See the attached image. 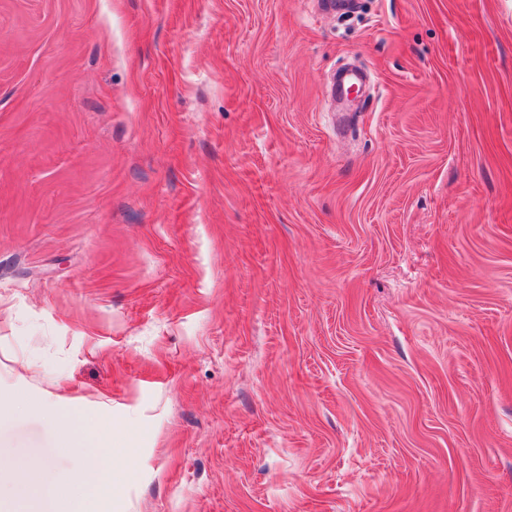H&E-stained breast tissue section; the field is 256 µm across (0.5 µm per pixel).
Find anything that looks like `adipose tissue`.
Instances as JSON below:
<instances>
[{
  "label": "adipose tissue",
  "instance_id": "obj_1",
  "mask_svg": "<svg viewBox=\"0 0 512 512\" xmlns=\"http://www.w3.org/2000/svg\"><path fill=\"white\" fill-rule=\"evenodd\" d=\"M44 419L63 429L65 437L75 438L89 448H104L108 454L96 463L86 462L72 472L61 477L57 484V496L63 501L76 498L96 499L110 495L112 483L124 466L122 457L111 454V428H101L94 424L83 412L61 409L57 400H49L41 407Z\"/></svg>",
  "mask_w": 512,
  "mask_h": 512
}]
</instances>
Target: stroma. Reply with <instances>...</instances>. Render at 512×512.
<instances>
[{
	"label": "stroma",
	"instance_id": "obj_1",
	"mask_svg": "<svg viewBox=\"0 0 512 512\" xmlns=\"http://www.w3.org/2000/svg\"><path fill=\"white\" fill-rule=\"evenodd\" d=\"M0 396V512H512V0H0ZM47 406L36 408L43 418L54 426L64 430L61 447L70 444L69 437H73L85 444L84 448H112V428H100L82 411L63 410L57 400H45ZM49 407V408H48ZM123 466L124 459L112 452L94 465L83 460L72 473L57 481V497L69 502L75 498L96 499L110 496L113 480Z\"/></svg>",
	"mask_w": 512,
	"mask_h": 512
}]
</instances>
